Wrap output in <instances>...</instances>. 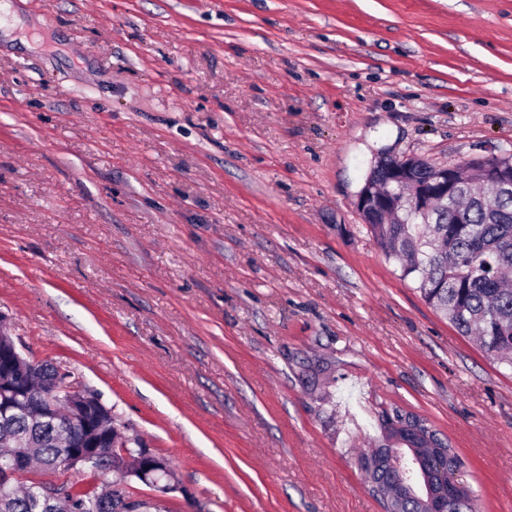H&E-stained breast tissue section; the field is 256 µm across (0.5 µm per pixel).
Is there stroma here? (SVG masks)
<instances>
[{
  "label": "stroma",
  "mask_w": 512,
  "mask_h": 512,
  "mask_svg": "<svg viewBox=\"0 0 512 512\" xmlns=\"http://www.w3.org/2000/svg\"><path fill=\"white\" fill-rule=\"evenodd\" d=\"M0 313L172 461L165 512H382L383 415L512 512V367L354 207L512 149V0H0ZM387 156L389 159L392 160V164L388 167L389 161L383 160L381 162V164L379 165L377 172H376V170L374 169V163H373V165L370 167L368 173L365 176L364 185H365L367 179L369 178V176L371 178L377 176L376 180L378 183L381 184V187L384 188V190L386 192H390L392 190L391 186L386 185L384 183V180H382L379 176H381V174L384 172V170L388 167L386 169V176L388 177L387 181L402 184L403 182H405V180L407 178L408 163L412 159L418 158L415 156L397 157V156H393V155H389V154ZM383 426L387 434V439L397 443L396 446L388 444L380 446V448L385 449L387 455L390 453L395 454L396 452L407 453L406 448H398V441H404L406 442V447L410 448L412 452H414V448H424L422 451L424 457L429 456L431 452H435L436 457L437 455L443 456L442 452L438 451L437 448L442 449V451L445 452L444 454L456 457L452 453L453 451L450 446L440 439L437 434L427 426L425 421L417 415H403L397 412L393 418L384 421Z\"/></svg>",
  "instance_id": "stroma-1"
}]
</instances>
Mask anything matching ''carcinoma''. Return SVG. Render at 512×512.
<instances>
[{"label": "carcinoma", "instance_id": "cac0c4a2", "mask_svg": "<svg viewBox=\"0 0 512 512\" xmlns=\"http://www.w3.org/2000/svg\"><path fill=\"white\" fill-rule=\"evenodd\" d=\"M428 162L416 160L410 166V183L397 209L382 213L368 225L387 260L401 277L417 284L424 300L440 312L464 336L475 335L486 354L512 366V191L484 195L485 164L472 160L459 185L448 194V204L435 208L431 223L420 224L408 212L407 197L415 185L428 179ZM17 364L0 358V398L13 402L16 410L0 414V512H128L134 498L127 487L130 478L140 479L139 469L148 464L141 441L133 439L128 471L101 489L87 481L116 470L118 456L110 448H99L86 459L63 463L67 445L59 430L44 425L23 411L26 398L21 388L37 394L61 383L72 387L70 373L48 362H37L31 372L16 373ZM96 414L98 440L111 433L109 412L95 392L85 394ZM387 439L404 441L411 448L430 453L451 454L417 415L397 413L383 422ZM365 481L383 500L385 512H429V505L409 489L394 486V474L383 462L363 460ZM71 473L62 482L20 477L40 473ZM448 512H479L474 495L448 497Z\"/></svg>", "mask_w": 512, "mask_h": 512}]
</instances>
